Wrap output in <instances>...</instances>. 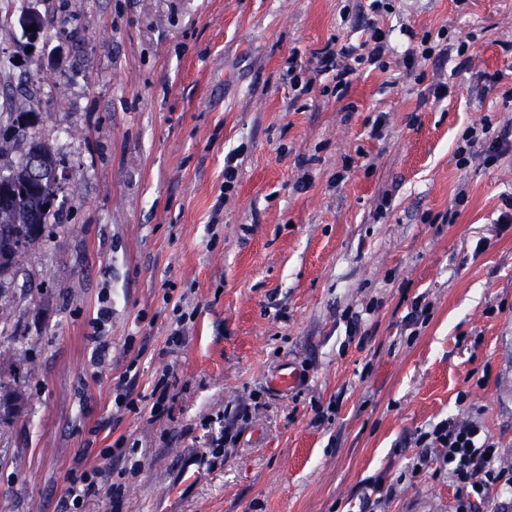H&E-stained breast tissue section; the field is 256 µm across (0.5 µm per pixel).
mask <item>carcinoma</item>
<instances>
[{
	"label": "carcinoma",
	"instance_id": "1",
	"mask_svg": "<svg viewBox=\"0 0 512 512\" xmlns=\"http://www.w3.org/2000/svg\"><path fill=\"white\" fill-rule=\"evenodd\" d=\"M31 125L30 113L18 106L11 123L0 128V156L10 151L19 138L26 137ZM27 154L40 159L39 183L32 184L23 160L8 174H0V281L13 273L19 258L38 243L47 225L56 223L57 212L51 200L58 197L61 162L48 144L35 138L30 140ZM19 401V393L0 381L1 421L19 409Z\"/></svg>",
	"mask_w": 512,
	"mask_h": 512
}]
</instances>
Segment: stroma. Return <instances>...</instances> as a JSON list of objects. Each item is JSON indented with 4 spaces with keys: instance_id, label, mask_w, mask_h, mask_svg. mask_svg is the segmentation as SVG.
<instances>
[{
    "instance_id": "1",
    "label": "stroma",
    "mask_w": 512,
    "mask_h": 512,
    "mask_svg": "<svg viewBox=\"0 0 512 512\" xmlns=\"http://www.w3.org/2000/svg\"><path fill=\"white\" fill-rule=\"evenodd\" d=\"M71 2L0 0V124L23 104L63 162L57 223L0 285V349L16 351L0 379L23 400L0 424V512H66L78 465L118 488L81 512H361L374 480L393 489L378 512H453L447 474H409L416 431L449 416L479 417L512 468L497 396L512 227L496 222L512 154L453 159L468 127L512 119V0H471L464 17L452 0H394L397 50L406 27L478 34L471 70L443 65L440 102L377 69L341 97L327 74L292 89L291 53L360 42L341 20L360 0ZM28 6L48 20L34 43ZM496 71L481 93L478 73ZM168 369L157 411L117 405L120 379L136 400Z\"/></svg>"
}]
</instances>
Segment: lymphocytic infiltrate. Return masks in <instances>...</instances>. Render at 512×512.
Segmentation results:
<instances>
[{"instance_id":"lymphocytic-infiltrate-1","label":"lymphocytic infiltrate","mask_w":512,"mask_h":512,"mask_svg":"<svg viewBox=\"0 0 512 512\" xmlns=\"http://www.w3.org/2000/svg\"><path fill=\"white\" fill-rule=\"evenodd\" d=\"M388 7V0H368L362 6V28L367 34L362 46H325L315 52L316 67L312 70L300 65L297 55H290L289 72L332 74L337 93L343 94L350 88L359 66L366 65L383 72L399 68L416 81H428V93L434 99L447 97L448 83L444 81L442 72L428 77L419 66L422 62L444 57L456 60L458 68H470L472 57L469 49L477 39L476 34L453 37L445 28L435 34L427 32L398 55L390 44L389 30L377 21ZM511 152L512 124L498 127L486 118L480 126L467 129L463 145L454 153L455 165L458 169H466L477 157L483 166L490 168ZM414 443L417 453L412 463V474L423 472L432 463L444 470L456 487V512H474L476 501L484 499L486 491L494 485L498 486L501 495L512 500V471L501 467V450L478 419L446 417L417 433ZM112 491L110 473L100 468L87 470L76 467L70 472L67 498L76 510L87 500L111 495Z\"/></svg>"}]
</instances>
